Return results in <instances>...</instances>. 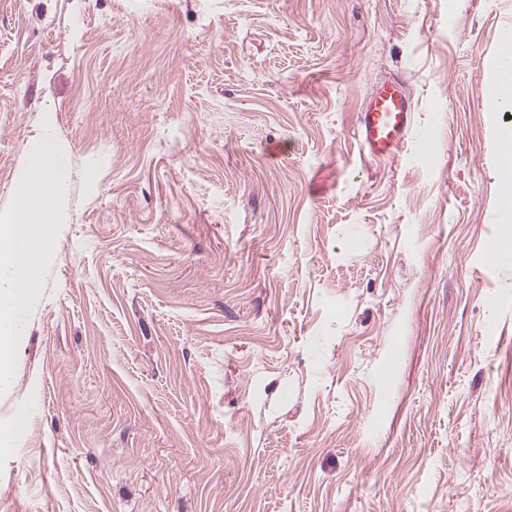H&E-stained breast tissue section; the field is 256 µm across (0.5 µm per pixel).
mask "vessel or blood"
I'll return each instance as SVG.
<instances>
[{
	"label": "vessel or blood",
	"instance_id": "obj_1",
	"mask_svg": "<svg viewBox=\"0 0 512 512\" xmlns=\"http://www.w3.org/2000/svg\"><path fill=\"white\" fill-rule=\"evenodd\" d=\"M414 124L413 103L401 82L375 86L357 114L358 138L370 157H392Z\"/></svg>",
	"mask_w": 512,
	"mask_h": 512
}]
</instances>
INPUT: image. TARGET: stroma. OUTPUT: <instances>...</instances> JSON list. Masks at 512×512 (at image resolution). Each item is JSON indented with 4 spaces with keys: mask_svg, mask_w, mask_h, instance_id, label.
I'll list each match as a JSON object with an SVG mask.
<instances>
[{
    "mask_svg": "<svg viewBox=\"0 0 512 512\" xmlns=\"http://www.w3.org/2000/svg\"><path fill=\"white\" fill-rule=\"evenodd\" d=\"M508 30L512 0H0V211L46 103L71 159L0 512H512ZM389 79L415 124L378 160ZM414 124L413 103L401 82L376 85L357 114L358 138L367 154L392 157L408 138Z\"/></svg>",
    "mask_w": 512,
    "mask_h": 512,
    "instance_id": "35a3bbf8",
    "label": "stroma"
}]
</instances>
